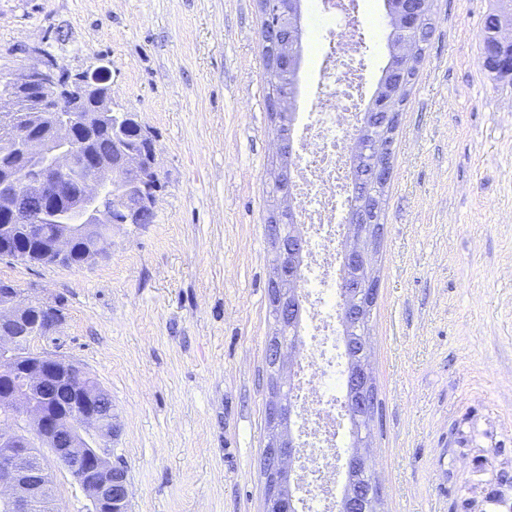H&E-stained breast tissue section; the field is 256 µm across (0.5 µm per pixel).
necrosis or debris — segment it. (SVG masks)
I'll list each match as a JSON object with an SVG mask.
<instances>
[{"instance_id":"necrosis-or-debris-1","label":"necrosis or debris","mask_w":512,"mask_h":512,"mask_svg":"<svg viewBox=\"0 0 512 512\" xmlns=\"http://www.w3.org/2000/svg\"><path fill=\"white\" fill-rule=\"evenodd\" d=\"M337 33L324 41L323 57L311 97L314 107L298 130L294 159L299 223L306 225L313 245L307 257L308 335L315 344L302 358L295 383L302 392L301 431L305 450L301 460L304 512H334L337 437L342 405L330 387L338 363L329 336L336 333V237L342 221L340 207L348 199V141L362 110L368 86L354 60L365 34L355 15L342 14Z\"/></svg>"}]
</instances>
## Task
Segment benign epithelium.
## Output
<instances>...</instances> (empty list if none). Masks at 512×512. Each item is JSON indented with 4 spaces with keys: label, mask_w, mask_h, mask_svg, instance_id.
Listing matches in <instances>:
<instances>
[{
    "label": "benign epithelium",
    "mask_w": 512,
    "mask_h": 512,
    "mask_svg": "<svg viewBox=\"0 0 512 512\" xmlns=\"http://www.w3.org/2000/svg\"><path fill=\"white\" fill-rule=\"evenodd\" d=\"M262 16V39L268 45L265 55L269 82L274 83L288 61H299L295 46L301 39V0H258ZM391 28L392 55L400 62L385 70L369 112H381L382 129L398 125L402 101L399 92L407 89L408 66L420 51L411 37L429 23V0H397L387 6ZM493 43L501 53L485 63L495 69L512 71V19H501ZM11 92L0 96V112L30 109L52 113L48 134L29 128L15 134V147L25 162L24 190L16 191L9 179H0V223L26 224L32 241L46 235V225H54L50 254H69L75 238L92 237L97 225L117 228L141 224L142 216L156 215V194L147 187V174L154 169L155 148L137 152L123 147L107 159L84 149L91 117L84 114V88L100 81L77 77L68 86L58 83L55 67L48 61L26 67L10 75ZM97 118L112 126L114 140L122 138L128 126L137 124L135 115L112 110L110 89L100 88L94 103ZM271 122L285 127L287 109L281 100L269 102ZM394 139L374 144L373 176L378 188L390 183ZM279 171L274 185L287 209L270 217L275 269L269 282V300L278 327L300 319V275L309 240L295 224L294 180L289 161L292 141L283 137L277 148ZM349 235L343 247L348 265L371 266L381 230L363 223L361 216L348 217ZM379 280L371 275L350 283L344 290L345 324L348 330L367 320L378 295ZM40 319L31 325L23 321L27 300L14 284L0 283V512H58L53 475L44 452L66 468L84 490L91 512H129L130 480L124 466L112 462L105 442L117 435L113 411L103 409L106 390L92 384L84 370L60 356L36 352L31 343L59 327L57 307L41 299L33 300ZM300 351V343L286 344L279 336L266 346V360L278 375L270 377L266 405L268 441L263 456L265 512H300L301 475L293 464L301 458L302 443L293 426L300 416L293 402H284V386L279 376L286 361ZM64 389L68 403L60 410L48 405L43 393ZM347 403L353 413L370 412L376 392L367 365L350 357L346 376ZM379 495L364 494L352 482L345 484L336 502V512H375Z\"/></svg>",
    "instance_id": "7a95c632"
}]
</instances>
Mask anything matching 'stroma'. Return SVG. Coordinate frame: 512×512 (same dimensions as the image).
Segmentation results:
<instances>
[{"mask_svg":"<svg viewBox=\"0 0 512 512\" xmlns=\"http://www.w3.org/2000/svg\"><path fill=\"white\" fill-rule=\"evenodd\" d=\"M362 63L389 59L383 0H355ZM301 77L327 26L303 0ZM498 0H431L432 33L400 114L367 364L381 512H507L512 488V80L481 65ZM257 0H0V76L40 47L101 74L156 147L153 223L80 269L0 258V279L61 306L36 350L111 395L129 512H263L275 330L266 229L277 131ZM503 492L505 501L492 497Z\"/></svg>","mask_w":512,"mask_h":512,"instance_id":"35a3bbf8","label":"stroma"}]
</instances>
